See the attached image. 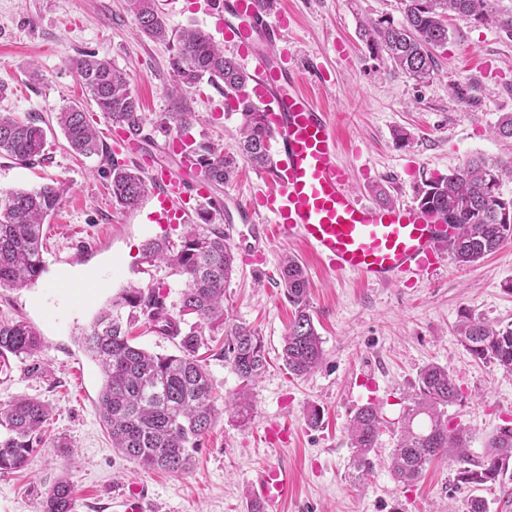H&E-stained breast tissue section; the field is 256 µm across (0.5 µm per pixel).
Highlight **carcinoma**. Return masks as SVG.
<instances>
[{
	"label": "carcinoma",
	"mask_w": 512,
	"mask_h": 512,
	"mask_svg": "<svg viewBox=\"0 0 512 512\" xmlns=\"http://www.w3.org/2000/svg\"><path fill=\"white\" fill-rule=\"evenodd\" d=\"M139 31L146 37L170 42L171 36L155 0H128ZM403 18L394 23L378 19L360 28L373 49L386 53L392 68L421 80L434 70V50L448 43V16L481 25L493 22L512 38V0H402ZM85 91L113 125L146 142L145 121L137 94L126 75L112 64L85 53L70 60ZM178 86L195 87L206 81L222 85L227 108L240 115L241 141L237 155L224 153L205 141L183 143L184 158L199 167L212 185H224L233 177L239 160L258 169L272 164L273 132L267 113L247 93L250 76L205 31L187 28L180 32L170 57ZM57 123L71 149L87 157L106 155L112 201L135 209L148 191L141 171L106 154L87 112L70 105L58 113ZM46 136L29 120L0 115V155L31 163L45 157ZM512 172V160L490 161L476 156L457 171L434 177L418 202L448 215L459 228L451 258L460 265L474 263L512 242V198L499 192L500 178ZM66 191L62 182L37 190L0 192V288H28L44 270L42 229ZM143 258L165 263L185 276L178 312L195 322L182 331L170 314L166 294L158 287L130 286L95 318L80 336L85 351L97 361L105 379L99 395L100 411L123 457L145 469L172 473L187 471L202 440L217 416L216 397L207 369L198 358L203 329L224 331V359L234 368L240 386L224 402V412L244 422L253 412L250 390L268 364L263 341L251 328L229 322L224 314V288L234 271L235 256L224 230L200 232L191 228L178 241L166 236L147 240ZM281 284L294 317L283 337L282 359L297 377L310 373L323 359L321 338L315 328L309 299V282L298 262L287 257L280 271ZM144 318L162 336L179 339V354L148 352L131 343L132 324ZM461 341L470 354L498 369L512 373V326L496 329L465 314L458 325ZM42 341L22 320L0 321V358L13 355L30 359L38 355ZM459 392L448 368L437 364L419 372L415 392L401 418L390 471L411 485L435 459L455 457L457 481L478 488L497 484L502 495L509 490L503 475L512 464V424L504 425L485 439L489 452L473 461L464 452L468 436L448 424L446 409ZM49 407L30 398L0 405V473L26 468L44 442L43 427ZM383 417L372 404L360 407L349 424L355 462L365 471L372 465ZM73 485L63 475L45 493L43 512H74Z\"/></svg>",
	"instance_id": "1"
}]
</instances>
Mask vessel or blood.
Here are the masks:
<instances>
[{"label": "vessel or blood", "instance_id": "b4317fda", "mask_svg": "<svg viewBox=\"0 0 512 512\" xmlns=\"http://www.w3.org/2000/svg\"><path fill=\"white\" fill-rule=\"evenodd\" d=\"M216 29L252 70L269 114L275 161L268 171L273 190L258 202L278 231L295 237L330 270L383 285L404 271H432L450 254L457 227L441 213L418 205L382 206L348 188L349 172L338 161L339 140L328 113L298 86L286 56L271 57L267 45L283 41L285 13L259 0H209ZM184 171L160 170L150 180L158 224H194L199 208L184 197ZM295 478L284 464L258 469L251 481L255 512H281L294 494ZM147 492L137 482L119 492V512H147Z\"/></svg>", "mask_w": 512, "mask_h": 512}]
</instances>
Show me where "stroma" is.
I'll return each instance as SVG.
<instances>
[{"label": "stroma", "instance_id": "35a3bbf8", "mask_svg": "<svg viewBox=\"0 0 512 512\" xmlns=\"http://www.w3.org/2000/svg\"><path fill=\"white\" fill-rule=\"evenodd\" d=\"M288 16L286 46L303 90L325 108L340 142L339 159L350 188L376 201L383 187L393 204L417 203L430 179L470 157L512 160V141L497 138L499 117L512 113V40L494 24L453 19L448 42L435 52L431 75L417 80L393 71L372 52L361 24L402 18L401 0H276ZM91 52L126 72L146 117L150 141L140 151L156 168L180 170L171 146L182 131L238 151L240 117L224 111L222 90L210 83L174 91L170 44L137 32L125 0H0V114L36 119L47 136L45 158L22 164L0 157V189L36 190L56 181L67 191L44 222L45 271L31 287L0 288V321L23 320L39 334L36 362L10 358L0 373V404L28 397L48 404L50 436L70 438V452L44 445L23 470L0 474V512H42L47 490L62 472L74 485L75 512H115L110 499L136 481L149 489V512H246L252 469L285 462L297 491L284 512H467L480 493L488 512H512L500 488L456 486L455 463L440 460L417 483H397L388 462L398 423L421 367L448 368L459 388L449 405L451 426L469 436L467 452L479 458L484 439L512 423V374L473 359L455 326L462 314L494 325L512 324V242L467 265L444 261L431 272L407 274L388 285H368L352 274L325 270L296 239L265 241L261 263L248 262L253 225L242 204L271 187L265 171L240 163L236 177L211 189L209 227L228 228L235 272L224 290L232 321L262 336L268 368L255 382L247 423L219 414L185 473L149 471L112 446L97 400L101 371L78 342L98 312L123 288L162 287L178 304L185 278L163 263L150 264L144 243L160 233L179 238L183 225L146 223L150 206L127 210L112 202L103 158L76 155L58 123L60 109L79 102L106 147H117L113 126L69 65ZM409 133L406 143L397 130ZM299 258L309 281L314 324L324 360L311 374H290L281 359L293 308L279 277L283 255ZM206 368L217 401L239 387L221 356L224 334L205 332ZM379 406L385 427L358 475L348 424L361 406ZM319 408L321 421L307 415Z\"/></svg>", "mask_w": 512, "mask_h": 512}]
</instances>
